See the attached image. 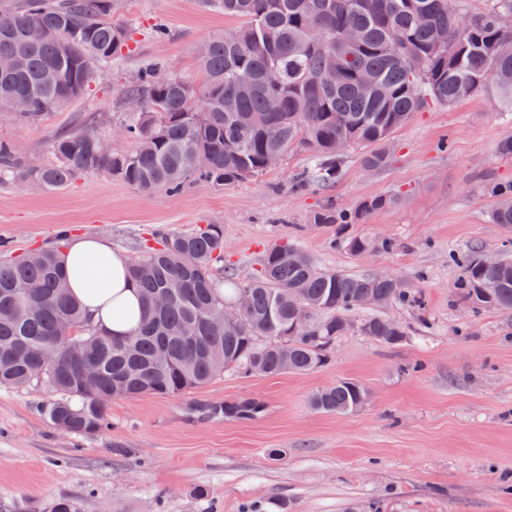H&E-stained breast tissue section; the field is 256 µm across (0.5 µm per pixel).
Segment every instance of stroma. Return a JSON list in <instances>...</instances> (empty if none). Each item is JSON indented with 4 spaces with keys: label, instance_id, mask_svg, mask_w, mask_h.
<instances>
[{
    "label": "stroma",
    "instance_id": "35a3bbf8",
    "mask_svg": "<svg viewBox=\"0 0 512 512\" xmlns=\"http://www.w3.org/2000/svg\"><path fill=\"white\" fill-rule=\"evenodd\" d=\"M112 20L133 38L118 68L89 92L36 123L0 112V140L30 165L53 162L58 133L95 126L117 151L121 90L145 65L201 83L196 48L234 27L201 0H115ZM512 134L492 87L454 105L437 101L394 134L392 159L365 167L350 152L336 183L293 191L309 164L289 153L280 167L221 187L186 183L144 191L105 173L80 174L65 189L0 181V239L6 256L51 246L60 230L106 237L134 261L165 233L224 227V271L254 278L272 245H300L319 267L363 274L385 268L426 304L425 318L398 306L353 313L401 323L404 340L377 343L358 332L337 339L327 362L304 374L246 376L229 370L177 397L115 398L109 425L62 434L41 415V386L0 388V512H51L56 499L77 512H512V312L464 314L451 253L512 250V225L496 224L489 188L512 182ZM390 207L358 224H313L322 205L348 208L371 196ZM356 235L374 248L360 257L335 246ZM393 239V252L377 250ZM341 379L366 402L347 414L313 410L309 399ZM262 405L228 419L224 405Z\"/></svg>",
    "mask_w": 512,
    "mask_h": 512
}]
</instances>
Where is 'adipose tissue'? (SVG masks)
<instances>
[{
	"mask_svg": "<svg viewBox=\"0 0 512 512\" xmlns=\"http://www.w3.org/2000/svg\"><path fill=\"white\" fill-rule=\"evenodd\" d=\"M71 291L82 304L90 324L121 338L142 318L138 288L127 277L129 261L101 236L75 235L60 253Z\"/></svg>",
	"mask_w": 512,
	"mask_h": 512,
	"instance_id": "obj_1",
	"label": "adipose tissue"
}]
</instances>
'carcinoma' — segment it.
<instances>
[{
	"label": "carcinoma",
	"mask_w": 512,
	"mask_h": 512,
	"mask_svg": "<svg viewBox=\"0 0 512 512\" xmlns=\"http://www.w3.org/2000/svg\"><path fill=\"white\" fill-rule=\"evenodd\" d=\"M241 24L210 37L197 49L202 84L162 74L163 65L143 68L123 90L120 135L128 151L102 150V133L67 131L49 143L55 161L21 167L13 145L0 141V179L23 174L44 190L67 187L79 174L108 173L151 191H179L194 180L224 186L266 171L269 154L293 147L311 153V164L291 187L304 190L336 183L344 155L336 142L365 150L367 168L386 166L392 135L432 101L456 104L479 88L495 86L500 107L512 112V55L498 46L512 42L501 18L512 16V0H490L476 14L448 13V0H202ZM111 0H23L20 8L0 6L13 18L0 28V110L18 98L28 110L15 113L36 122L83 97L103 71L123 58L130 30L112 24ZM37 26L45 36L28 38ZM348 29L359 41L347 44ZM248 69L254 82L237 84ZM336 71V84L317 78ZM204 156L189 169L184 158ZM495 224H512V187L496 189ZM394 203L372 196L353 208L330 203L310 216L312 224H357ZM338 245L361 256L370 244L361 237ZM294 252L293 260L284 254ZM224 260V228L208 224L167 235L162 247L130 262L143 317L129 340L92 329L82 305L70 293L59 247L36 249L20 259L0 257V387L44 382L55 392L43 416L74 435H92L107 425V403L116 397L179 396L229 370L249 376L305 373L328 360L340 336L357 330L394 346L405 336L397 321L351 313L370 294L379 302L424 309L422 297L395 277L321 269L296 244L269 248L258 277L239 282L224 277V295L213 280V265ZM462 303L477 313L512 310V256L500 264L481 261L475 251L456 260ZM31 284L38 291L27 292ZM245 295L248 306L231 312L229 302ZM309 314L296 326L300 309ZM80 347L98 377L87 382L69 359ZM52 348L56 360L42 365ZM43 373L37 379V373ZM367 391L343 379L311 397L323 413L345 414L360 407ZM250 401L227 404L224 417L256 415Z\"/></svg>",
	"instance_id": "carcinoma-1"
}]
</instances>
